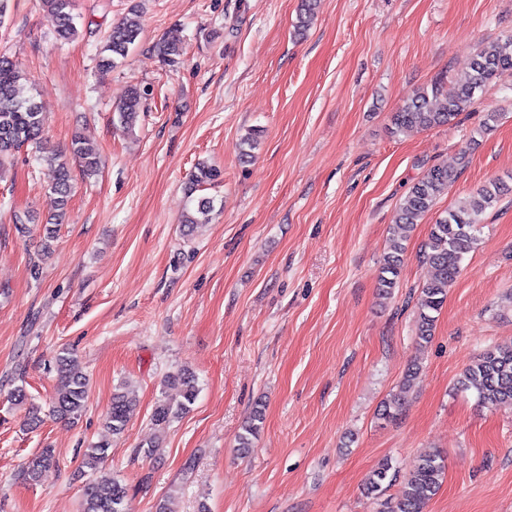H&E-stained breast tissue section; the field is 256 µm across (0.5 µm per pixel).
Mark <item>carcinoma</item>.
Returning <instances> with one entry per match:
<instances>
[{
    "label": "carcinoma",
    "mask_w": 512,
    "mask_h": 512,
    "mask_svg": "<svg viewBox=\"0 0 512 512\" xmlns=\"http://www.w3.org/2000/svg\"><path fill=\"white\" fill-rule=\"evenodd\" d=\"M43 13L51 23L57 40L68 42L78 34L74 22L73 0H40ZM319 8V0H301L298 28H306ZM141 31L140 14L132 7L128 15L112 26L98 54V70L106 73L117 65V61L128 56ZM158 52L164 61L173 65L181 55V47L174 41L162 42ZM512 77V37L500 42L484 43L476 50L470 71L456 81L455 86L445 91L440 83L418 92L392 115L393 128L402 132L411 128L430 129L448 123L466 111L474 102L475 94L487 91L493 80ZM25 79L19 65L6 54L0 53V173L12 165L15 153L29 144L39 149V160L54 167L55 182L52 186L55 209L45 221L46 238L56 234L62 223L64 211L71 197V164L78 162L83 175L90 177L98 173L102 160L100 155L80 136L72 138L69 153L49 151L44 147L46 117L34 98L18 96V85ZM142 95L133 87L125 100L116 108L118 122L124 129L134 128L140 112ZM257 133H250L240 142V159L249 162L257 149ZM220 171L202 162L197 164L193 175V189L217 180ZM457 179V173L444 165H433L414 183L401 199L389 251L383 256L378 289L381 297L392 294L398 287L400 269L405 247L403 241L414 224L430 212L436 200L448 192ZM502 187L494 180L477 189L455 208L431 225L428 240L420 254L422 262L432 270V278L420 289L414 308L417 314V338L427 344L432 339L437 315L448 296V288L455 282L466 254L478 244V226L481 215L494 207L499 200ZM213 200L201 197L193 210L183 215L182 224L190 233L199 224L211 220ZM58 384L52 400V412L61 419L75 420L82 415L88 399V379L76 358L64 349L56 358ZM165 387L178 390L179 396L161 393L151 415L154 426L164 429L175 419L190 410L198 397L199 385L196 376L188 370L167 377ZM465 391L475 394L477 403L486 408H512V345L494 346L485 350L469 365L460 380ZM134 405L133 398L121 390L112 394V403L105 417V426L112 434L124 433L129 414ZM264 415L261 405L253 407L243 432L238 436V445L249 448L252 439L258 436ZM109 444L99 442L85 449L82 464L98 473L85 485L80 503V512H129L127 488L111 473L102 470L108 456ZM56 460L51 449L44 448L30 459L23 468V479L30 484H39L54 471ZM389 461L380 463L369 475L364 493L380 500L379 512H423L427 502L439 490L447 471L445 457L430 453L421 457L416 469L407 480L405 490L396 499H381L384 483L393 481Z\"/></svg>",
    "instance_id": "carcinoma-1"
}]
</instances>
